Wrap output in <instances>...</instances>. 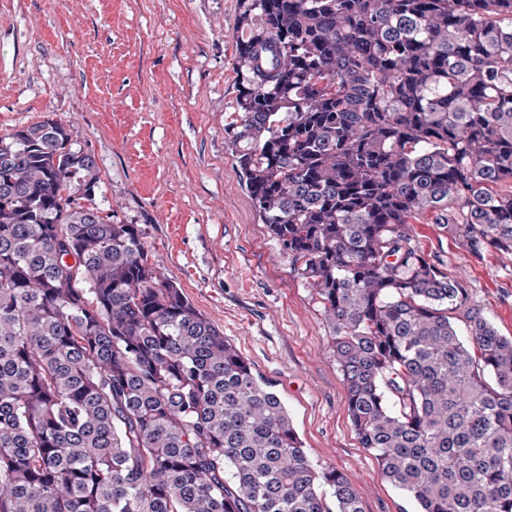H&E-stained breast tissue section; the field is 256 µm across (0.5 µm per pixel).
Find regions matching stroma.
<instances>
[{
	"label": "stroma",
	"mask_w": 512,
	"mask_h": 512,
	"mask_svg": "<svg viewBox=\"0 0 512 512\" xmlns=\"http://www.w3.org/2000/svg\"><path fill=\"white\" fill-rule=\"evenodd\" d=\"M238 0H0V136L54 119L94 156L93 200L150 252L285 403L310 458L363 512H417L360 448L322 306L259 219L231 155ZM415 238L500 334L512 265L437 225Z\"/></svg>",
	"instance_id": "35a3bbf8"
}]
</instances>
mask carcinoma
Returning a JSON list of instances; mask_svg holds the SVG:
<instances>
[{
	"label": "carcinoma",
	"mask_w": 512,
	"mask_h": 512,
	"mask_svg": "<svg viewBox=\"0 0 512 512\" xmlns=\"http://www.w3.org/2000/svg\"><path fill=\"white\" fill-rule=\"evenodd\" d=\"M239 30L233 158L360 446L419 512H512V336L412 228L512 259V0H239ZM97 179L57 121L0 136V512H362Z\"/></svg>",
	"instance_id": "obj_1"
}]
</instances>
